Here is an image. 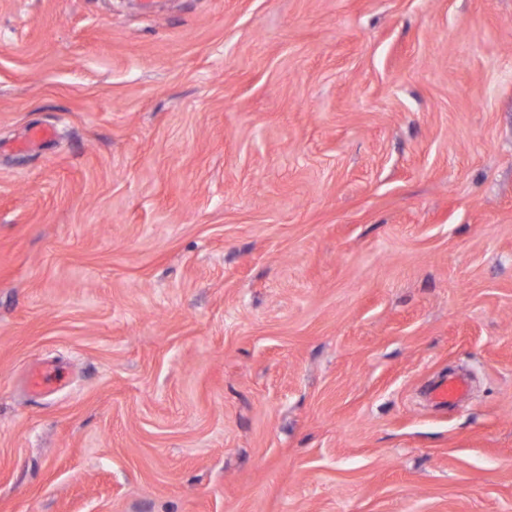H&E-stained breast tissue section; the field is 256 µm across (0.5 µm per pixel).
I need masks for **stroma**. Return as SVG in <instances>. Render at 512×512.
Returning a JSON list of instances; mask_svg holds the SVG:
<instances>
[{"label":"stroma","mask_w":512,"mask_h":512,"mask_svg":"<svg viewBox=\"0 0 512 512\" xmlns=\"http://www.w3.org/2000/svg\"><path fill=\"white\" fill-rule=\"evenodd\" d=\"M0 512H512V0H0ZM68 375L52 364L32 368L28 374V382L35 393H48L68 383ZM468 380L463 376H447L436 382L431 388V398L443 407L451 406L467 396Z\"/></svg>","instance_id":"1"}]
</instances>
